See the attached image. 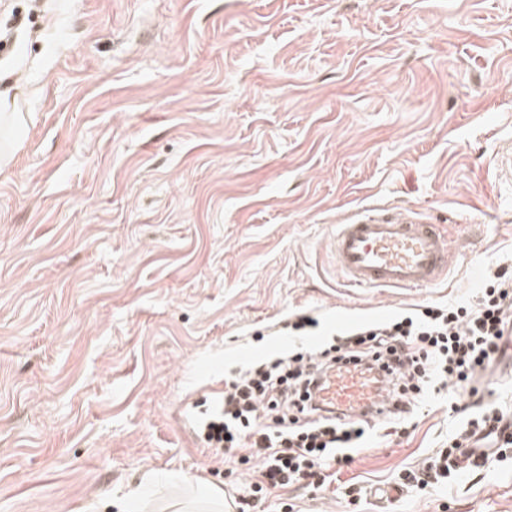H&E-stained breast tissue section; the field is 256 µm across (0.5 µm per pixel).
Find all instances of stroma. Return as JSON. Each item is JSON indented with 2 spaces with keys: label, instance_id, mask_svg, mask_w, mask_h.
<instances>
[{
  "label": "stroma",
  "instance_id": "obj_1",
  "mask_svg": "<svg viewBox=\"0 0 512 512\" xmlns=\"http://www.w3.org/2000/svg\"><path fill=\"white\" fill-rule=\"evenodd\" d=\"M0 93L29 119L0 169V512H512V447L433 487L467 396L377 420L324 484L252 496L248 448L192 423L229 373L337 329L476 304L512 265V0H13ZM439 225L433 288H351L337 224ZM320 325L290 337L291 316ZM473 385L512 410V353ZM397 485L383 500L378 487ZM206 499L211 501L212 503L217 504L218 508L215 510H195L189 507H185L184 504L179 502H172L170 500H165L161 503L156 504L155 511L157 512H197V511H207V512H222L225 508L224 503V491L218 487L211 486L206 491Z\"/></svg>",
  "mask_w": 512,
  "mask_h": 512
}]
</instances>
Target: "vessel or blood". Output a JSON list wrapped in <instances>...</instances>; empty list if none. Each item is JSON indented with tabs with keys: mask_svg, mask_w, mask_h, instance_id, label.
Instances as JSON below:
<instances>
[{
	"mask_svg": "<svg viewBox=\"0 0 512 512\" xmlns=\"http://www.w3.org/2000/svg\"><path fill=\"white\" fill-rule=\"evenodd\" d=\"M331 248L345 283L355 288L434 287L448 269L449 247L438 225L407 213L365 210L337 225ZM322 396L353 418L384 399L381 383L355 369L330 375Z\"/></svg>",
	"mask_w": 512,
	"mask_h": 512,
	"instance_id": "b4317fda",
	"label": "vessel or blood"
}]
</instances>
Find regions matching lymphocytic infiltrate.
<instances>
[{"mask_svg": "<svg viewBox=\"0 0 512 512\" xmlns=\"http://www.w3.org/2000/svg\"><path fill=\"white\" fill-rule=\"evenodd\" d=\"M512 327V270L501 268L472 307H427L401 319L339 330L334 344L312 353L277 357L239 374L224 389L221 419L205 427L217 448L247 443L259 466L255 491L285 487L317 468L343 465L372 428L314 401L328 372L363 365L387 383L389 420L406 421L416 402L441 383L476 395L472 382Z\"/></svg>", "mask_w": 512, "mask_h": 512, "instance_id": "f902f5d3", "label": "lymphocytic infiltrate"}]
</instances>
